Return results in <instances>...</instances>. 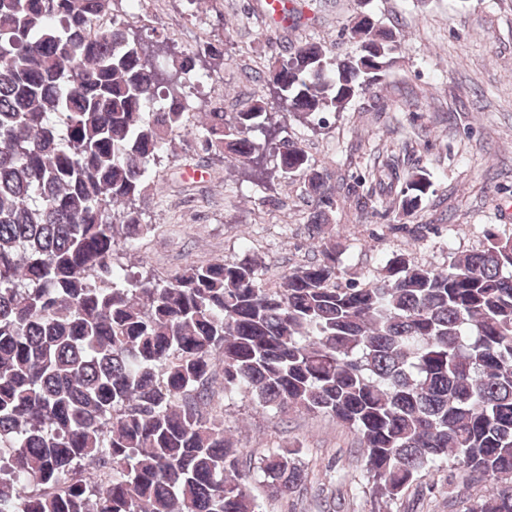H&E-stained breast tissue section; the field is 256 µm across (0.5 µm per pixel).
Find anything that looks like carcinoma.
Segmentation results:
<instances>
[{
  "instance_id": "obj_1",
  "label": "carcinoma",
  "mask_w": 512,
  "mask_h": 512,
  "mask_svg": "<svg viewBox=\"0 0 512 512\" xmlns=\"http://www.w3.org/2000/svg\"><path fill=\"white\" fill-rule=\"evenodd\" d=\"M121 0H0V512H263L301 490L302 448L254 458L204 412L215 389L260 408H300L354 432L362 478L385 502L423 473L491 477L464 512H512V236L437 269L394 253L346 277L327 232V169L274 121L272 105L324 127L395 63L398 36L355 13L341 59L321 42L285 47L258 79L269 97L215 104L188 129L209 74L201 57L165 63ZM185 133L196 152L270 184L298 177L319 256L264 282L249 255L188 263L164 277L116 261L155 230L137 203L160 192L153 166ZM356 196L377 210L397 191L406 215L432 181L393 160Z\"/></svg>"
}]
</instances>
